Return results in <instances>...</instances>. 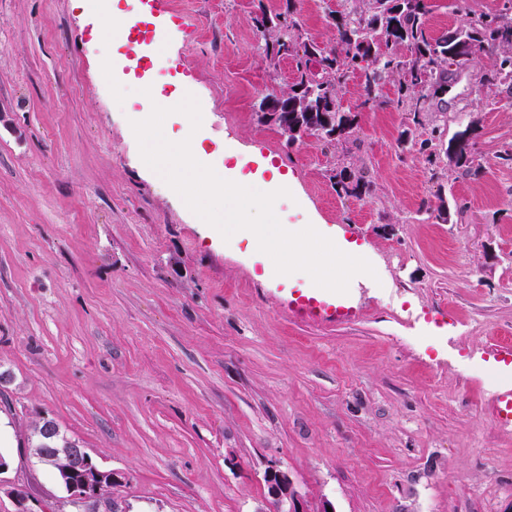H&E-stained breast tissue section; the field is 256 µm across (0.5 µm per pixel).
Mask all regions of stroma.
Wrapping results in <instances>:
<instances>
[{"mask_svg":"<svg viewBox=\"0 0 512 512\" xmlns=\"http://www.w3.org/2000/svg\"><path fill=\"white\" fill-rule=\"evenodd\" d=\"M428 2L440 36L504 0ZM294 5L300 40L333 45L345 0ZM286 7L164 0L142 70L95 36L104 9L0 0V484L38 512H69L33 455L46 418L118 475L128 512H258L273 464L306 512H512V429L492 415L512 386L493 354L512 341V92L475 59L413 121L390 79L359 110L354 73L337 94L349 136L289 141L257 105L295 63L268 61L255 27ZM187 91L202 163L256 186L288 176L281 224L372 264L343 296L352 321L303 317L300 278L223 239L143 162L132 121ZM467 128L468 171L444 149ZM342 168L369 193L337 195Z\"/></svg>","mask_w":512,"mask_h":512,"instance_id":"stroma-1","label":"stroma"}]
</instances>
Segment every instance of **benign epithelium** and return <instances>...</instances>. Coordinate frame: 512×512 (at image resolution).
Here are the masks:
<instances>
[{
	"label": "benign epithelium",
	"mask_w": 512,
	"mask_h": 512,
	"mask_svg": "<svg viewBox=\"0 0 512 512\" xmlns=\"http://www.w3.org/2000/svg\"><path fill=\"white\" fill-rule=\"evenodd\" d=\"M37 431L56 435L57 447L51 449L53 459L63 463V471L70 477L71 484L78 483L88 491L76 504L81 512H125L121 502L105 497V491L115 481L114 474L99 469L79 441L63 435L50 419L43 420ZM264 481L268 508L262 512H306L288 470L274 464L265 472Z\"/></svg>",
	"instance_id": "7a95c632"
}]
</instances>
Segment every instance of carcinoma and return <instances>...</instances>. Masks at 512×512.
<instances>
[{
  "instance_id": "cac0c4a2",
  "label": "carcinoma",
  "mask_w": 512,
  "mask_h": 512,
  "mask_svg": "<svg viewBox=\"0 0 512 512\" xmlns=\"http://www.w3.org/2000/svg\"><path fill=\"white\" fill-rule=\"evenodd\" d=\"M429 12L426 0H364L358 5L351 0L349 7L334 17L336 42L321 47L314 41L298 43L295 31L300 23L296 18L293 0H288L284 13L273 17L262 16L257 28L276 30V38L264 41L262 50L271 59L290 57L296 62V76L290 92L283 100L270 107L260 106L263 120L279 122L285 113L295 114L296 121L309 135L331 140V130L319 132L308 116L310 112L331 117L340 138L353 128L356 115L342 110L337 89L360 69L363 78L362 108L382 104L379 87L387 79L397 80L400 91L413 100L407 112L418 116L423 111L415 96L447 93L453 83L452 66L459 65L465 46L470 56L484 55L491 60L487 81H503L502 69L512 67V0H505L502 13L490 16L472 13L456 31L439 38L432 37L426 26ZM405 48L409 55L401 56ZM336 192L347 196H361L370 190L362 177L334 182Z\"/></svg>"
}]
</instances>
